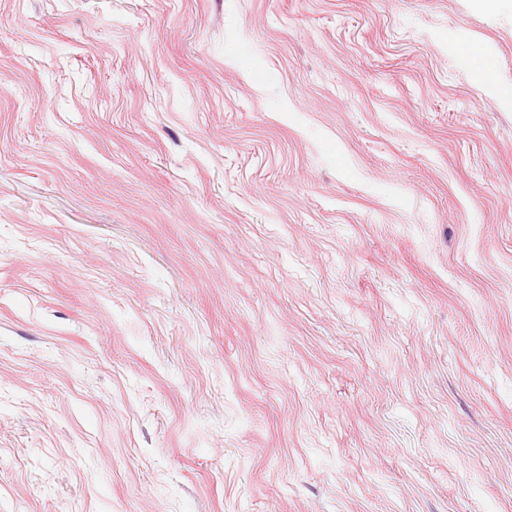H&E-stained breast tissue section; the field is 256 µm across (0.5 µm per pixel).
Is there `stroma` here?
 Wrapping results in <instances>:
<instances>
[{"instance_id": "obj_1", "label": "stroma", "mask_w": 512, "mask_h": 512, "mask_svg": "<svg viewBox=\"0 0 512 512\" xmlns=\"http://www.w3.org/2000/svg\"><path fill=\"white\" fill-rule=\"evenodd\" d=\"M508 85L512 0H0V512H512Z\"/></svg>"}]
</instances>
